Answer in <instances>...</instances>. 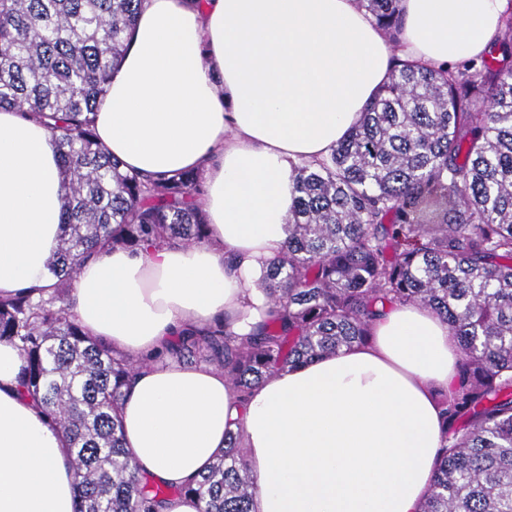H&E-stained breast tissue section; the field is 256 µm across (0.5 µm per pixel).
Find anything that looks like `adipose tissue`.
<instances>
[{
  "mask_svg": "<svg viewBox=\"0 0 512 512\" xmlns=\"http://www.w3.org/2000/svg\"><path fill=\"white\" fill-rule=\"evenodd\" d=\"M506 6L400 0L393 44L358 0H144L95 133L125 169L202 170L208 240L103 252L72 285L84 332L146 360L120 407L141 475L185 486L231 432L251 512H419L441 449L435 392L459 358L427 309H387L368 342L272 372L243 402L222 372L156 356L218 323L248 336L273 307L262 282L288 239L296 167L331 153L397 61L488 52ZM62 193L48 130L0 110V296L50 285ZM23 364L0 343V512H74L66 440L20 393Z\"/></svg>",
  "mask_w": 512,
  "mask_h": 512,
  "instance_id": "1",
  "label": "adipose tissue"
}]
</instances>
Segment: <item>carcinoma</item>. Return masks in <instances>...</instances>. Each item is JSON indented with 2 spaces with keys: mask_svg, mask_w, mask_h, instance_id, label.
Here are the masks:
<instances>
[{
  "mask_svg": "<svg viewBox=\"0 0 512 512\" xmlns=\"http://www.w3.org/2000/svg\"><path fill=\"white\" fill-rule=\"evenodd\" d=\"M359 2L397 41L400 0ZM141 5L0 0V109L49 130L63 184L54 285L0 298V342L20 350L19 386L68 439L75 512H159L171 490L142 479L123 444L119 410L140 362L84 333L73 277L100 250L207 238L202 173L126 171L94 133ZM295 181L288 241L263 283L270 318L241 340L222 324L185 334L166 353L204 358L244 400L273 371L367 341L378 306L428 308L460 363L441 394V457L420 512H512V0L486 56L394 67L361 121ZM180 492L199 512H250L234 435Z\"/></svg>",
  "mask_w": 512,
  "mask_h": 512,
  "instance_id": "1",
  "label": "carcinoma"
}]
</instances>
